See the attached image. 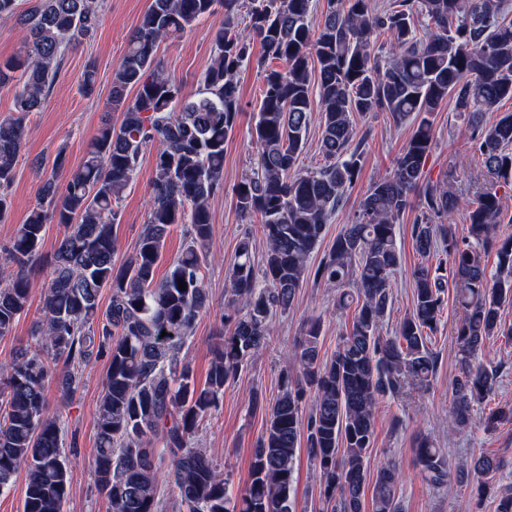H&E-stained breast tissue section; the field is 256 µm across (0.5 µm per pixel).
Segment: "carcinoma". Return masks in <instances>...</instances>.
I'll return each mask as SVG.
<instances>
[{
	"label": "carcinoma",
	"mask_w": 512,
	"mask_h": 512,
	"mask_svg": "<svg viewBox=\"0 0 512 512\" xmlns=\"http://www.w3.org/2000/svg\"><path fill=\"white\" fill-rule=\"evenodd\" d=\"M16 2L0 0V19L15 16L26 31L20 52L0 59V85L19 69L25 75L14 96L16 115L0 120V221L10 209L7 190L25 118L43 107L66 50L92 36L102 21L98 0H30L19 16ZM507 2L394 0L380 10L374 0H327L314 27L313 0H151L113 69L108 107L121 113L120 123L102 122L75 169L58 152L37 204L7 249L16 271L0 283V337L11 333L27 306L44 226L64 228L48 262L36 341L0 367V493L23 471V512H63L70 494L63 427L47 412L45 384L53 379L68 395L79 386L82 368L104 358L94 471L112 512H158L162 480L176 489L185 512H294L291 487L303 450L319 469L326 512H364L368 488L372 512H401L396 466L388 461L374 473L369 469L375 412L379 401L423 387L435 374L431 343L447 285L462 310L453 330L458 374L448 430L466 426L474 405L496 391L497 371L478 360L486 340H512V324L500 313L512 303V235L499 231L512 191V113L485 120L501 99L512 97ZM417 16L427 20L423 37ZM205 17L216 19L214 59L202 89L187 96L181 82L159 69L157 50ZM244 21L263 49V85L253 113L254 166L235 186L234 198L242 216L261 218L267 252L258 272L250 237L241 239L220 316L225 332L198 388L181 351L196 318L209 309L202 274L212 232L209 200L224 191V143L242 116L237 74L251 56L250 43L237 32ZM378 32L390 36L387 57L373 41ZM450 96L467 119L470 148L491 177L469 203V236L461 240L438 223L460 205L451 183L422 180L432 116ZM315 112L325 163L298 171ZM368 112H387L396 122L412 117V134L390 176L369 186L355 222L312 268L308 261L326 224L359 177L364 139L356 138L355 116ZM149 145L155 157L147 223L132 255L119 263L117 203ZM414 207L416 251L426 258L445 243L448 273L416 266L412 309L394 335L383 336L392 277L401 263L396 224ZM175 224L187 225L188 242L158 281L156 268ZM490 253L497 259L493 272L483 261ZM309 278L335 284L339 306L355 305L351 328L326 357L320 324L310 321L293 354L296 369L282 373L276 399L253 397L252 410L265 413L266 431L254 448L250 483L234 501L229 475L190 441L224 385L266 344L270 317L288 312ZM104 288L111 298L103 309ZM165 454L171 463L163 473L157 459ZM415 463L433 489L465 472L429 437L420 438ZM498 469L488 457L474 461L470 471L481 478L479 491L494 485Z\"/></svg>",
	"instance_id": "carcinoma-1"
}]
</instances>
